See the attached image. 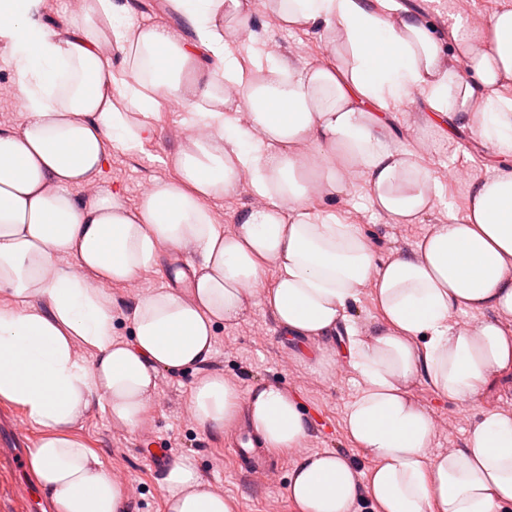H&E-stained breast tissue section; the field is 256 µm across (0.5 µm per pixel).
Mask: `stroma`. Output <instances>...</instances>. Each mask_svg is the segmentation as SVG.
Returning a JSON list of instances; mask_svg holds the SVG:
<instances>
[{"instance_id": "stroma-1", "label": "stroma", "mask_w": 512, "mask_h": 512, "mask_svg": "<svg viewBox=\"0 0 512 512\" xmlns=\"http://www.w3.org/2000/svg\"><path fill=\"white\" fill-rule=\"evenodd\" d=\"M411 14L432 20L447 29L449 14L487 19L492 13L512 9V0H399ZM261 48L301 63L323 55V42L317 31H295L281 26L272 16L255 15ZM160 135L148 153L113 152L100 176L90 185L73 188L81 201L90 198L91 188L120 189L129 203H136L161 179L171 177L170 167L155 162V155L172 156L188 141L183 113L169 104L160 110ZM434 176L443 186L436 208L419 224H393L373 210L362 190L335 202L336 211L348 223L359 225L380 256L413 251L417 239L432 225L448 223L466 209L469 185L487 175L492 163L489 150L465 132H455L447 144L431 146L428 154ZM195 256L187 250L162 251L159 271L143 273L134 281L112 287V311L117 338L129 340L128 315L139 296L172 285L176 269L186 267ZM311 342L285 336L274 314L258 305L239 322L218 326L210 358L193 369L172 374L161 372L153 397L148 425L131 432L113 425L99 403H91L74 433L92 448L113 479L129 489V512H165L161 480L166 463L182 455L192 460L201 478L214 491L234 497L238 512H294L286 488L293 456L267 455L272 468L268 477L257 479L236 468L231 454V433L202 431L189 409L190 390L199 379L221 375L238 383L242 390L264 383L288 389L308 416V435L301 446L310 453L335 450L347 453L351 445L344 427L347 404L355 396L357 384L345 360H337L330 371L308 367L302 355ZM409 395L425 407L435 421L432 451L462 450L467 446L471 427L480 409L512 410V378L502 380L482 399L480 407L464 408L448 402L426 384L415 381ZM20 426L27 445L5 449L6 464L0 465V512H31L28 503L15 491V468H27L29 450L35 447L39 431L17 407L0 402V436L10 437L13 426Z\"/></svg>"}]
</instances>
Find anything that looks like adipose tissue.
I'll return each instance as SVG.
<instances>
[{
	"label": "adipose tissue",
	"instance_id": "obj_1",
	"mask_svg": "<svg viewBox=\"0 0 512 512\" xmlns=\"http://www.w3.org/2000/svg\"><path fill=\"white\" fill-rule=\"evenodd\" d=\"M34 0H0V46L27 121L0 130V401L40 432L30 472L53 512H128V495L73 429L91 401L136 431L149 420L160 371L212 354L217 326L256 305L286 335L323 340L306 362L344 358L358 390L345 411L359 471L343 454L299 456L287 494L296 512H512V412L482 410L465 450L435 453L415 380L461 406L512 376V9L481 27L462 17L440 39L397 0H166L192 41L160 22L134 23L115 0L65 34L30 22ZM288 29H317L325 56L296 64L263 50L256 10ZM109 40L113 54L98 45ZM420 97L418 140L471 129L501 167L471 183L457 223L436 224L408 255L378 257L358 225L325 201L362 182L369 205L417 224L442 193L415 142L389 132L393 111ZM178 102L196 131L175 175L135 206L101 188L112 150L145 152L162 104ZM248 189L256 205L231 229L210 200ZM192 250L187 289L140 297L131 341L113 334L109 286L159 268L163 247ZM77 265L59 267L62 256ZM371 287L375 328L350 315ZM472 315L456 328L458 314ZM190 410L204 431L246 419L257 445L298 448L308 419L284 387L244 391L221 375L198 380ZM166 512H237L192 461L173 458Z\"/></svg>",
	"mask_w": 512,
	"mask_h": 512
}]
</instances>
